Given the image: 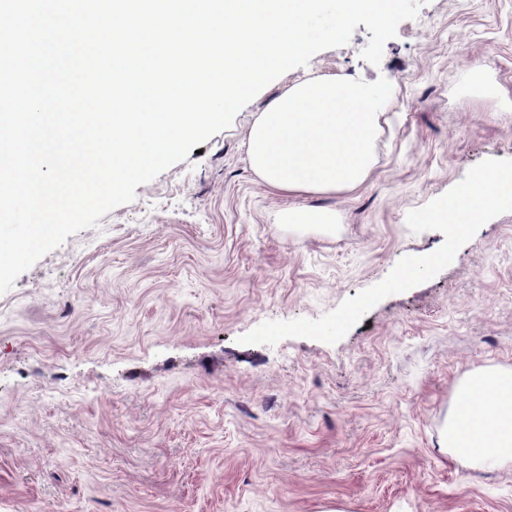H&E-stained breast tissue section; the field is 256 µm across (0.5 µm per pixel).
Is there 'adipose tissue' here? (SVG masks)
<instances>
[{
	"label": "adipose tissue",
	"mask_w": 512,
	"mask_h": 512,
	"mask_svg": "<svg viewBox=\"0 0 512 512\" xmlns=\"http://www.w3.org/2000/svg\"><path fill=\"white\" fill-rule=\"evenodd\" d=\"M392 87L349 75L309 77L272 98L247 137L251 169L274 190L297 197L283 224H333L339 215L301 204L305 195L348 193L369 177ZM446 445L460 457L512 459V371L483 374L459 390Z\"/></svg>",
	"instance_id": "1"
}]
</instances>
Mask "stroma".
Returning a JSON list of instances; mask_svg holds the SVG:
<instances>
[{
	"label": "stroma",
	"mask_w": 512,
	"mask_h": 512,
	"mask_svg": "<svg viewBox=\"0 0 512 512\" xmlns=\"http://www.w3.org/2000/svg\"><path fill=\"white\" fill-rule=\"evenodd\" d=\"M370 33L267 85L231 125L0 294V512H512V461L444 445L464 381L512 370V211L338 342L240 336L318 318L438 249L409 211L512 159V0H427L379 65ZM358 74L399 93L375 167L325 229L246 141L294 81ZM498 96L472 101L474 77ZM339 215L334 210L313 208L304 204L283 209L279 221L283 224H337Z\"/></svg>",
	"instance_id": "stroma-1"
}]
</instances>
